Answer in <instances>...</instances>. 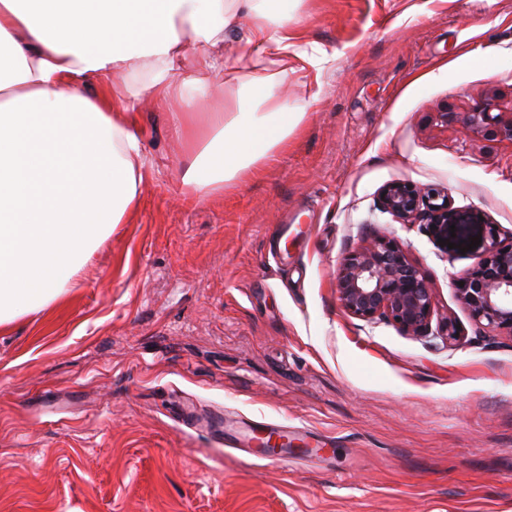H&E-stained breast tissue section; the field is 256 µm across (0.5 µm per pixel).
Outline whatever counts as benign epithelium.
Here are the masks:
<instances>
[{"label":"benign epithelium","instance_id":"obj_1","mask_svg":"<svg viewBox=\"0 0 512 512\" xmlns=\"http://www.w3.org/2000/svg\"><path fill=\"white\" fill-rule=\"evenodd\" d=\"M439 120L447 127L460 124L477 136L512 143V117L505 118L489 101L469 112H441ZM379 206L400 224L430 227L436 240L448 239L453 226H483L482 255L462 279L464 286L456 288L457 297L475 322L512 337V245L502 243L485 212L454 205L445 190L408 181L384 185ZM337 291L342 307L355 318L384 319L411 336L432 331L436 295L419 267L390 237L375 235L342 258Z\"/></svg>","mask_w":512,"mask_h":512}]
</instances>
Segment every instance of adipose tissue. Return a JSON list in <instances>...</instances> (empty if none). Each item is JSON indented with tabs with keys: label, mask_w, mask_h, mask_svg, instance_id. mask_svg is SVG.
Segmentation results:
<instances>
[{
	"label": "adipose tissue",
	"mask_w": 512,
	"mask_h": 512,
	"mask_svg": "<svg viewBox=\"0 0 512 512\" xmlns=\"http://www.w3.org/2000/svg\"><path fill=\"white\" fill-rule=\"evenodd\" d=\"M273 0H0V325L55 301L139 205L145 156L132 111L141 90L168 104L194 159L191 198L273 161L306 111L267 66L287 69V16ZM245 47L218 58L241 19ZM196 46L187 50L186 36ZM250 74L240 98L204 111L176 71ZM144 89H137V79ZM99 91L88 94L90 83Z\"/></svg>",
	"instance_id": "ef3b65f1"
}]
</instances>
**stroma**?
Wrapping results in <instances>:
<instances>
[{
	"label": "stroma",
	"mask_w": 512,
	"mask_h": 512,
	"mask_svg": "<svg viewBox=\"0 0 512 512\" xmlns=\"http://www.w3.org/2000/svg\"><path fill=\"white\" fill-rule=\"evenodd\" d=\"M287 7L280 92L307 113L276 162L189 201L192 156L141 96L139 206L58 300L0 326V512H512V338L455 291L482 250L378 204L392 181L442 188L512 238V144L439 121L489 99L512 111V0ZM180 79L205 108L232 93L254 109L246 74ZM378 233L456 341L343 309L337 268ZM219 413L294 426L297 448L329 439L330 459L219 446Z\"/></svg>",
	"instance_id": "obj_1"
}]
</instances>
